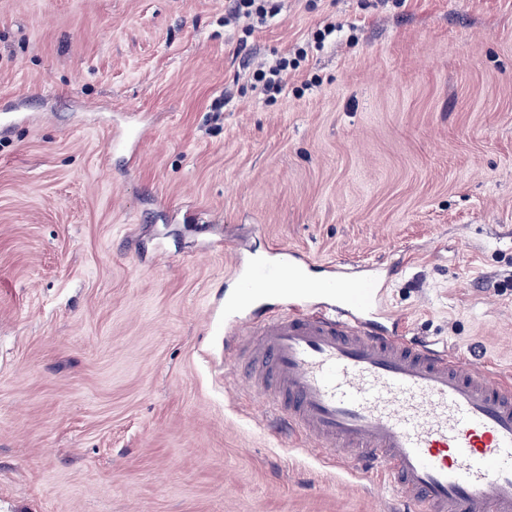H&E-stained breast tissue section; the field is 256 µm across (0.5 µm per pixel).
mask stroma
Segmentation results:
<instances>
[{
    "instance_id": "35a3bbf8",
    "label": "stroma",
    "mask_w": 512,
    "mask_h": 512,
    "mask_svg": "<svg viewBox=\"0 0 512 512\" xmlns=\"http://www.w3.org/2000/svg\"><path fill=\"white\" fill-rule=\"evenodd\" d=\"M229 5L0 0V512H404L263 420L237 254L390 271L410 336L512 371V0ZM231 8L227 16H224V22H237L240 19L252 21L247 24L246 30H251L256 23H263L268 16L277 13L278 5L276 0H232ZM296 63L288 58V54L276 58L272 63H265L252 73L254 88H260L268 97L281 94L286 87L288 69L296 68Z\"/></svg>"
}]
</instances>
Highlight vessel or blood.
Listing matches in <instances>:
<instances>
[{
  "mask_svg": "<svg viewBox=\"0 0 512 512\" xmlns=\"http://www.w3.org/2000/svg\"><path fill=\"white\" fill-rule=\"evenodd\" d=\"M276 253L241 301L279 292L286 310L225 328L277 431L384 469L410 512H512V380L406 338L374 277L318 278L301 251Z\"/></svg>",
  "mask_w": 512,
  "mask_h": 512,
  "instance_id": "1",
  "label": "vessel or blood"
}]
</instances>
